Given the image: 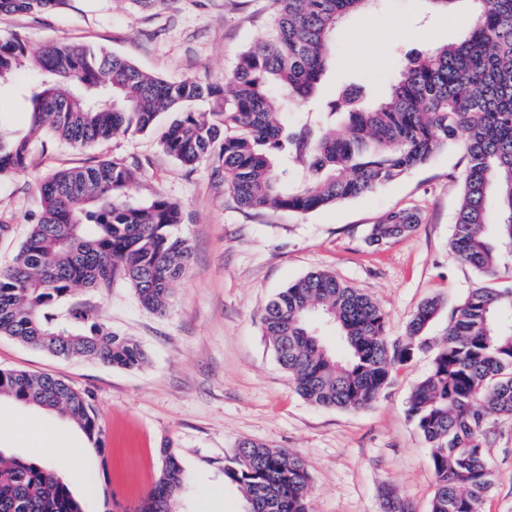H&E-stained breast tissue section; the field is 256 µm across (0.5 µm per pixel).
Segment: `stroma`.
<instances>
[{"label": "stroma", "instance_id": "35a3bbf8", "mask_svg": "<svg viewBox=\"0 0 512 512\" xmlns=\"http://www.w3.org/2000/svg\"><path fill=\"white\" fill-rule=\"evenodd\" d=\"M272 14V0H65L40 14L0 15V37L19 35L32 53L56 40L93 45L171 81L224 84ZM472 22L466 6L431 13L423 0H383L338 32L321 96L329 100L354 87L379 99L407 55L457 40ZM421 29L432 33V43L417 38ZM28 79L21 71L11 89L0 92L1 129L27 131L22 93ZM169 120L161 115L149 131L118 133L84 149L34 138L27 170L0 181V270L13 263L41 213L45 179L113 158L140 165L128 189L132 199L160 195L181 206L179 232L192 249L165 314L142 308L120 282L76 293L113 331L143 345L148 361L141 368L57 357L0 336V369L50 374L89 395L105 442L97 451L64 418L2 396L0 451L40 460L36 443L15 434L17 423L37 418L39 437L65 448L54 468L86 512H103L113 499L120 512H133L161 473L163 448L176 450L191 477L179 512H246L242 492L225 483L223 473L245 440L304 461L310 512H430L436 479L407 406L454 309L480 282L448 252L465 150L448 146L396 182L315 212L244 210L225 192L224 172L212 160L186 168L162 149ZM398 210L419 215L415 231L372 243L371 225ZM316 270L367 294L385 313L392 344L405 340L420 304L441 303L427 346L396 364L389 385L360 410L305 401L261 332L268 301ZM487 459L496 483L482 512H512V423L499 424Z\"/></svg>", "mask_w": 512, "mask_h": 512}]
</instances>
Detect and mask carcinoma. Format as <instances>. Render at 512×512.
<instances>
[{
    "label": "carcinoma",
    "mask_w": 512,
    "mask_h": 512,
    "mask_svg": "<svg viewBox=\"0 0 512 512\" xmlns=\"http://www.w3.org/2000/svg\"><path fill=\"white\" fill-rule=\"evenodd\" d=\"M65 0H0V14L41 13ZM448 13L462 4L476 20L461 39L409 55L386 98L375 104L346 90L288 125L279 100L314 99L346 18L378 0H273L274 19L244 51L229 90L193 78L168 81L126 58L59 41L31 56L17 35L0 37V89L23 69L35 81L23 94L26 134L0 130V181L26 171L32 138L49 134L75 149L144 132L176 113L162 133L164 150L184 167L205 159L224 170V189L243 209L309 213L394 182L448 145L468 158L461 202L448 242L453 257L483 284L455 309L431 370L414 387L407 415L424 438L437 489L430 512H480L495 474L485 448L497 420H512V286L495 285L512 259V0H426ZM208 98L209 112L186 106ZM290 166L295 179H281ZM138 166L120 159L56 172L40 187L42 212L14 263L0 271V335L63 358H89L133 370L147 362L135 339L75 303L70 321L55 308L77 288L123 281L143 308L162 313L171 285L188 268L191 247L173 229L180 207L154 196L127 199ZM496 203L490 216L489 200ZM419 216L393 211L371 226L380 244L411 233ZM440 310L422 303L408 341L392 349L387 318L370 297L327 271L290 283L268 303L262 333L298 394L325 408L357 410L389 384L392 368L427 345ZM320 315L343 343L336 357L314 334ZM59 412L97 450L102 429L87 396L50 374L0 369V396ZM161 474L140 512H177L190 484L171 448L159 449ZM224 481L244 494L249 512H309V476L285 449L242 442L224 464ZM0 512H83L68 484L44 462L0 452Z\"/></svg>",
    "instance_id": "cac0c4a2"
}]
</instances>
